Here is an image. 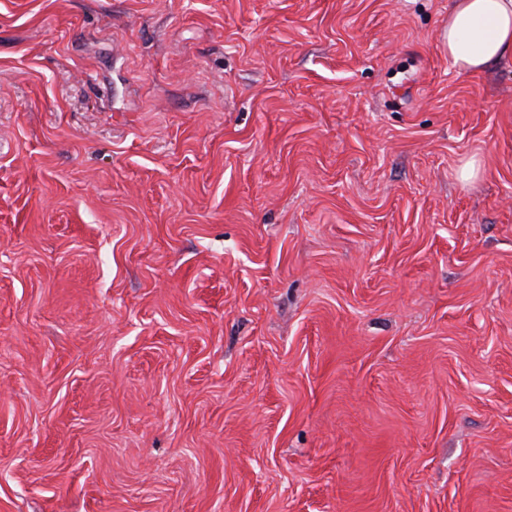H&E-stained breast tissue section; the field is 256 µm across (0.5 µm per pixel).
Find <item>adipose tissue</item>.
Listing matches in <instances>:
<instances>
[{
    "label": "adipose tissue",
    "mask_w": 512,
    "mask_h": 512,
    "mask_svg": "<svg viewBox=\"0 0 512 512\" xmlns=\"http://www.w3.org/2000/svg\"><path fill=\"white\" fill-rule=\"evenodd\" d=\"M442 39L461 72L512 58V0H454Z\"/></svg>",
    "instance_id": "adipose-tissue-1"
}]
</instances>
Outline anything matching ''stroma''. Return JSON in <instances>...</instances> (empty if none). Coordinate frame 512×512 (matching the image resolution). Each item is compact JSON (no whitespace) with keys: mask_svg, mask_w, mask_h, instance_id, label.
Wrapping results in <instances>:
<instances>
[{"mask_svg":"<svg viewBox=\"0 0 512 512\" xmlns=\"http://www.w3.org/2000/svg\"><path fill=\"white\" fill-rule=\"evenodd\" d=\"M452 5L0 0V512H512V62ZM442 39L459 72L512 58V0H453Z\"/></svg>","mask_w":512,"mask_h":512,"instance_id":"35a3bbf8","label":"stroma"}]
</instances>
